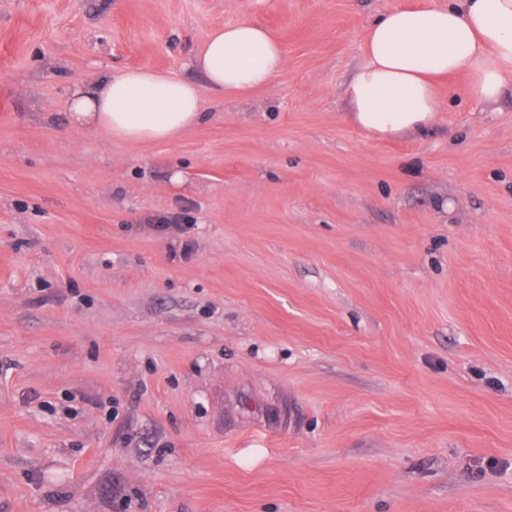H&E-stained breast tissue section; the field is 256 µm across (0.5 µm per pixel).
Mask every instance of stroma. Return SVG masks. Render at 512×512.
Segmentation results:
<instances>
[{
	"instance_id": "1",
	"label": "stroma",
	"mask_w": 512,
	"mask_h": 512,
	"mask_svg": "<svg viewBox=\"0 0 512 512\" xmlns=\"http://www.w3.org/2000/svg\"><path fill=\"white\" fill-rule=\"evenodd\" d=\"M447 2L0 0V512H512V91L346 117L368 26ZM241 21L268 87L70 130L75 86L195 78Z\"/></svg>"
}]
</instances>
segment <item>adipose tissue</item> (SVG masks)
<instances>
[{
    "label": "adipose tissue",
    "instance_id": "obj_1",
    "mask_svg": "<svg viewBox=\"0 0 512 512\" xmlns=\"http://www.w3.org/2000/svg\"><path fill=\"white\" fill-rule=\"evenodd\" d=\"M364 51L367 62L347 89L350 121L379 137L424 132L439 110L435 78L467 74L471 98L484 104L512 85V0L390 11L369 27ZM285 62L275 34L251 22L212 32L192 59L228 93L269 85ZM65 108L71 128L131 142L173 138L203 117L195 84L149 68L97 75L74 87Z\"/></svg>",
    "mask_w": 512,
    "mask_h": 512
}]
</instances>
